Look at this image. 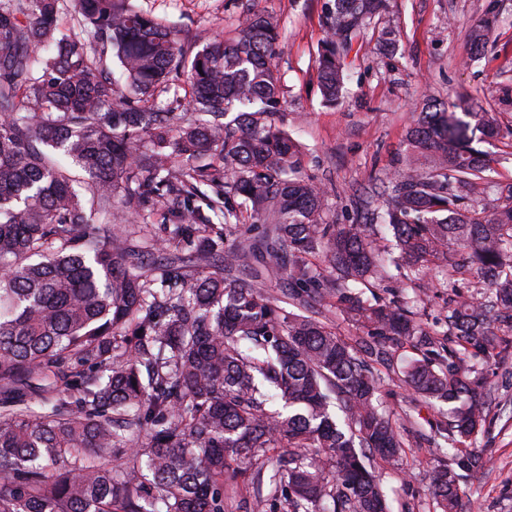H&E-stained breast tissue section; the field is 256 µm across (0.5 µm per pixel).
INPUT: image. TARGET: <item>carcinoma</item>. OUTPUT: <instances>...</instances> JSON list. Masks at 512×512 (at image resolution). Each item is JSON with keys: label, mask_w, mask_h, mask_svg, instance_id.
<instances>
[{"label": "carcinoma", "mask_w": 512, "mask_h": 512, "mask_svg": "<svg viewBox=\"0 0 512 512\" xmlns=\"http://www.w3.org/2000/svg\"><path fill=\"white\" fill-rule=\"evenodd\" d=\"M386 9L327 6L325 104L341 102L353 42ZM66 10L0 0V512H224V472L243 463L253 512H387L377 466L406 439L377 402V366L404 344L423 356L400 382L453 404L436 424L447 459L434 502L463 512L487 416L472 352L512 348V186L489 209L460 203L490 170L475 137L512 127L463 98L426 105L382 204L328 224L323 191L295 171L300 143L274 118L275 16L199 49L132 0H77L79 35L59 29ZM490 29L473 26V50ZM173 75L186 112L157 105ZM148 207L157 222L125 226ZM390 263L410 284L446 268L480 291L451 287L439 331L403 294L364 297ZM270 268L288 280L282 300L259 287ZM312 300L362 332L300 312Z\"/></svg>", "instance_id": "1"}]
</instances>
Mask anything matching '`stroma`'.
I'll list each match as a JSON object with an SVG mask.
<instances>
[{
    "instance_id": "35a3bbf8",
    "label": "stroma",
    "mask_w": 512,
    "mask_h": 512,
    "mask_svg": "<svg viewBox=\"0 0 512 512\" xmlns=\"http://www.w3.org/2000/svg\"><path fill=\"white\" fill-rule=\"evenodd\" d=\"M326 0H134L137 9L206 43L230 38L253 13L279 18L284 40L277 62L284 95L277 120L304 147L303 173L327 194L333 224L358 221L359 197L381 191L407 152L406 130L425 103L470 96L512 125V0H388L385 13L354 42L342 102L324 105L317 56L325 36ZM495 18L482 54L470 53L469 33ZM397 29V50L384 54L383 28ZM448 277L419 281L415 311L428 326L447 314ZM487 420L474 446L481 469L461 489L472 512H512V355L486 369ZM380 402L393 418L409 415L417 436L402 459L384 465L390 512H432V475L443 452L435 424L447 404L412 400L399 382L384 380Z\"/></svg>"
}]
</instances>
